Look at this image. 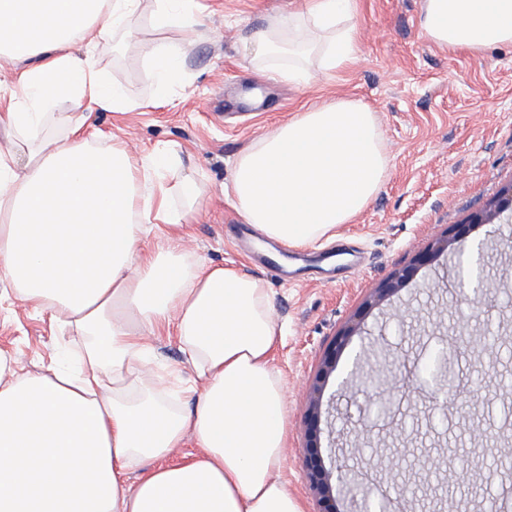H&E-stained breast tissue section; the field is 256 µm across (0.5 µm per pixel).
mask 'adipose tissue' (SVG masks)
Here are the masks:
<instances>
[{
	"label": "adipose tissue",
	"mask_w": 512,
	"mask_h": 512,
	"mask_svg": "<svg viewBox=\"0 0 512 512\" xmlns=\"http://www.w3.org/2000/svg\"><path fill=\"white\" fill-rule=\"evenodd\" d=\"M138 3L0 0V62L25 64L0 108V127L20 135L0 153V280L90 339L75 369L65 349L24 373L0 357V512H303L279 477L285 389L266 288L189 248L202 190L185 177L182 206L171 203L162 176L180 164L176 150L137 159L96 144L89 110L136 104L103 81L93 51ZM356 18L357 0H303L270 17L256 54L286 37L324 71L343 69L359 51ZM421 24L450 49L512 44V0H424ZM139 51L161 84L185 68L180 44ZM57 101L80 112L64 117L61 136L40 138ZM387 172L375 113L336 97L247 146L231 186L244 223L299 248L336 238ZM153 232L160 243L145 247ZM161 334L178 337L196 374L184 389L193 409L149 377V339Z\"/></svg>",
	"instance_id": "adipose-tissue-1"
}]
</instances>
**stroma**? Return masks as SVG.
<instances>
[{
	"label": "stroma",
	"instance_id": "obj_1",
	"mask_svg": "<svg viewBox=\"0 0 512 512\" xmlns=\"http://www.w3.org/2000/svg\"><path fill=\"white\" fill-rule=\"evenodd\" d=\"M293 0H196L202 26L187 32L159 28L153 0H140L128 26L96 51L108 84L121 86L137 107L95 112L91 123L113 134L138 157L156 149H180L182 166L165 180L176 190L196 176L205 192L193 228L192 248L206 262L237 266L261 280L273 303L278 342L273 364L286 388L287 447L280 472L304 512H319L304 467L307 388L327 347L367 296L408 265L431 240L457 224H469L468 245L485 243L483 273L492 291L469 309L474 332L496 337L492 347L469 348L458 360L460 400L479 407H435L428 392L399 402L392 421L362 435L369 395L340 382L365 361L370 340L386 334L390 354L423 366L434 343L423 328L448 337L458 320L459 268L443 255L365 317L369 337L353 336L336 358L323 391L320 444L357 449L356 467L391 491L410 488L392 512H490L507 502L512 512V209L491 224H471L476 213L512 186V45L480 54L432 42L421 27L422 0H358L360 49L355 62L335 74L319 72L307 83L286 80L287 54L259 59L250 37L267 15ZM183 42L186 66L175 83H158L131 42ZM348 96L376 114L389 159L375 199L336 240L302 247L306 280L283 282L261 267L233 239L242 221L228 192L236 157L257 137L305 102ZM435 335V336H436ZM86 339L63 328L50 311L0 292V354L21 365L46 366L61 345L72 351ZM479 463L491 482L460 479L463 459Z\"/></svg>",
	"mask_w": 512,
	"mask_h": 512
}]
</instances>
